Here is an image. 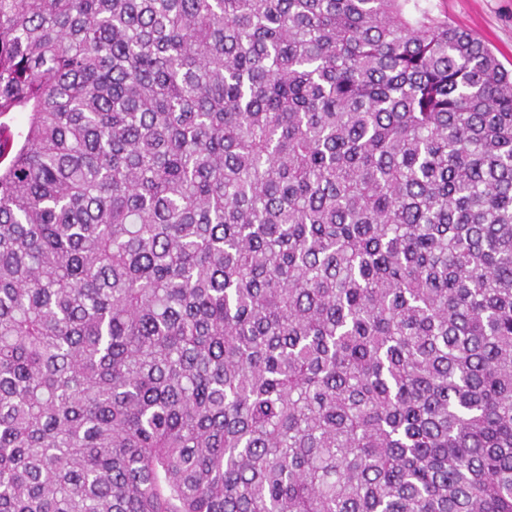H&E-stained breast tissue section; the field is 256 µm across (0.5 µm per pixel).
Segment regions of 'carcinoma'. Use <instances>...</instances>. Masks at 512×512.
<instances>
[{
	"instance_id": "1",
	"label": "carcinoma",
	"mask_w": 512,
	"mask_h": 512,
	"mask_svg": "<svg viewBox=\"0 0 512 512\" xmlns=\"http://www.w3.org/2000/svg\"><path fill=\"white\" fill-rule=\"evenodd\" d=\"M0 512H512V73L431 0H0Z\"/></svg>"
}]
</instances>
